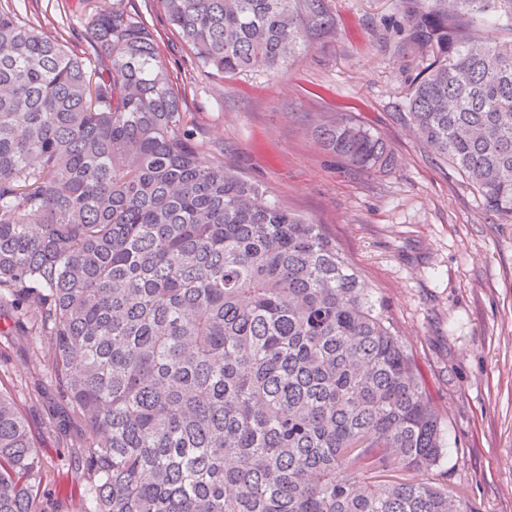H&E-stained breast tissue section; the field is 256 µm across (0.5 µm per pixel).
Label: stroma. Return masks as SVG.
I'll return each mask as SVG.
<instances>
[{"label": "stroma", "mask_w": 512, "mask_h": 512, "mask_svg": "<svg viewBox=\"0 0 512 512\" xmlns=\"http://www.w3.org/2000/svg\"><path fill=\"white\" fill-rule=\"evenodd\" d=\"M157 40L209 160L262 183L279 206L325 225L415 356L444 419L439 464L470 512H512V221L486 208L456 169L404 121L422 56L391 48L398 0H326L337 25L306 38L277 70L213 75L169 24L159 0H123ZM87 0H26V14L75 52ZM345 112L389 144L394 164L364 171L328 152L314 129ZM0 309V380L40 448L44 512H83L66 414L40 339Z\"/></svg>", "instance_id": "obj_1"}]
</instances>
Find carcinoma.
Returning a JSON list of instances; mask_svg holds the SVG:
<instances>
[{"label":"carcinoma","instance_id":"1","mask_svg":"<svg viewBox=\"0 0 512 512\" xmlns=\"http://www.w3.org/2000/svg\"><path fill=\"white\" fill-rule=\"evenodd\" d=\"M123 0L69 52L0 0V302L44 336L84 512H468L402 337L324 225L201 157L153 32ZM201 66L276 69L325 0H161ZM432 54L408 125L512 219V0H402ZM322 146L393 162L347 113ZM396 463L414 472L384 479ZM44 459L0 386V512H41Z\"/></svg>","mask_w":512,"mask_h":512}]
</instances>
